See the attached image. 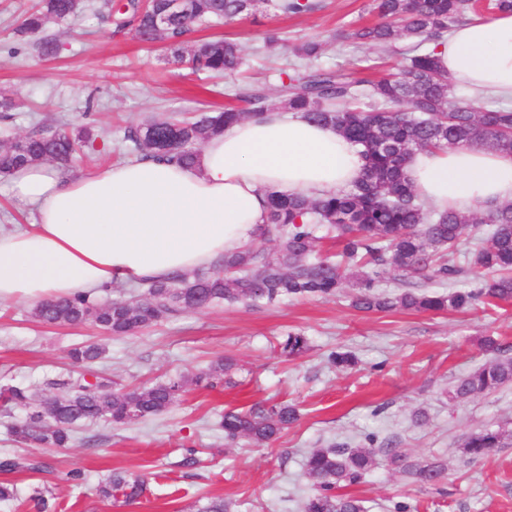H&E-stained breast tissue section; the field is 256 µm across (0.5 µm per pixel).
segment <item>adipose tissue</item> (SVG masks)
I'll list each match as a JSON object with an SVG mask.
<instances>
[{"mask_svg":"<svg viewBox=\"0 0 512 512\" xmlns=\"http://www.w3.org/2000/svg\"><path fill=\"white\" fill-rule=\"evenodd\" d=\"M458 85L512 100V13L454 26L436 51ZM359 146L301 114L225 127L192 166L144 159L80 177L51 164L8 173L32 228L0 231V301L103 295L207 268L255 239L270 193L323 197L361 173ZM439 210L512 201V154L479 146L420 150L407 166Z\"/></svg>","mask_w":512,"mask_h":512,"instance_id":"obj_1","label":"adipose tissue"}]
</instances>
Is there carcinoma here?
I'll use <instances>...</instances> for the list:
<instances>
[{
  "label": "carcinoma",
  "instance_id": "cac0c4a2",
  "mask_svg": "<svg viewBox=\"0 0 512 512\" xmlns=\"http://www.w3.org/2000/svg\"><path fill=\"white\" fill-rule=\"evenodd\" d=\"M262 4L286 16L316 9L312 0H184L183 13L160 27L164 0H152L144 10L135 0L116 6L106 2L102 8L116 27L134 25L141 41L165 42L171 58L180 61L185 53L183 37L194 23L244 19ZM372 5L381 22L355 29L344 38L356 49L409 41L399 73L367 83L341 69L318 68L288 75L280 85L282 109L333 127L362 147L364 167L357 179L319 199L270 194L259 240L274 243L272 253L250 243L224 255L213 272L150 283L143 301L119 297L102 303L79 293L37 303L34 317L46 324L91 322L108 335L129 336L179 310L202 311L224 302L256 306L284 297H333L352 278L359 289L353 306L364 312L461 311L482 299H512V202H481L480 217L470 210H438L420 202L407 174L409 159L424 148L482 145L512 153V107L491 97L475 108L457 97L455 84L434 56V44L465 14L511 11L512 0H372ZM81 9L80 0H37L17 32L39 34L47 24ZM320 51L321 45L313 41L292 48L299 59H311ZM191 61L198 69L224 75L236 73L244 64L238 46L226 40L200 46ZM235 97L248 109L203 112L194 122L161 115L142 126H130L124 135L127 149L138 157L156 152L189 165L198 145L211 134L273 108L262 87L237 92ZM91 140L93 134L88 130L73 135L57 128L4 139L0 141V174L41 161L66 162L76 146ZM481 224L489 226L485 240L474 233ZM328 236L342 245L332 258L316 254L318 243ZM468 267L484 271L488 278L476 288L446 295L378 290L381 279L391 272L401 279L450 283L464 276ZM484 345L495 359L459 378L453 398L467 399L512 383V356L494 338H486ZM308 349V339L299 333L288 334L280 343L281 353L288 357ZM102 353L100 345L87 344L74 348L71 357L89 366ZM234 367L226 357L193 379L175 377L129 391L114 389L98 376L93 385L84 377L53 381L50 386L58 393L50 397L47 410L30 403L26 388L5 385L0 387V403L29 407L26 418L13 427L22 441L59 447L70 442L72 429L80 422L105 419L127 425L164 412L190 384L204 388L231 385ZM297 420L294 406L275 404L259 411H227L217 427L230 444L244 438L262 445L279 439ZM509 447L512 431L485 427L466 437L463 453L478 459ZM379 457L423 484L439 482L444 473L440 465L408 463L400 449L390 442H377L374 435L355 446L345 442L317 448L303 463L314 485L304 512H363L360 500L340 490L361 483ZM145 489L144 479L115 472L98 493L105 499L121 496L128 503L139 499Z\"/></svg>",
  "mask_w": 512,
  "mask_h": 512
}]
</instances>
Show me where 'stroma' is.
<instances>
[{
    "instance_id": "35a3bbf8",
    "label": "stroma",
    "mask_w": 512,
    "mask_h": 512,
    "mask_svg": "<svg viewBox=\"0 0 512 512\" xmlns=\"http://www.w3.org/2000/svg\"><path fill=\"white\" fill-rule=\"evenodd\" d=\"M35 0H0V137L43 127L95 134L65 166L72 176L94 174L128 160V126L162 113L190 115L228 106L226 80L174 63L163 42L145 45L132 29H116L94 10L48 24L42 35L17 32ZM316 11L283 16L263 7L246 19L199 25L184 37L186 53L228 38L246 60L235 81L264 86L277 101L280 77L298 61L266 51L276 30L289 42L318 41L324 68L347 67L348 26L377 22L371 0H316ZM52 41L45 56L40 40ZM352 286L332 299L283 298L269 305L222 304L181 312L132 336L113 337L95 325H48L30 301L0 303V386L26 387L36 400L53 396L48 383L78 376L70 350L97 343L104 353L94 370L132 389L171 375L193 376L218 360L238 364L234 384L190 388L169 409L136 424H79L61 448L30 447L13 440L18 407L0 414V457H17L22 469L0 472L16 489L0 512H36V491H50L51 512H199L223 497L234 512H304L313 491L303 468L306 454L334 443L358 444L366 435L395 440L410 463L444 466L438 488L379 463L347 494L367 512H392L398 502L413 512H512V447L473 461L462 452L467 435L487 426L512 429V384L464 401L451 398L455 380L491 361L483 346L491 336L512 345V301L481 303L465 311L363 312L353 307ZM307 337L309 349L290 358L279 349L288 333ZM352 353L354 368L330 363L333 351ZM294 405L298 421L269 445L246 441L226 447L215 427L227 410ZM121 472L141 476L147 489L135 502L103 499L98 488Z\"/></svg>"
}]
</instances>
